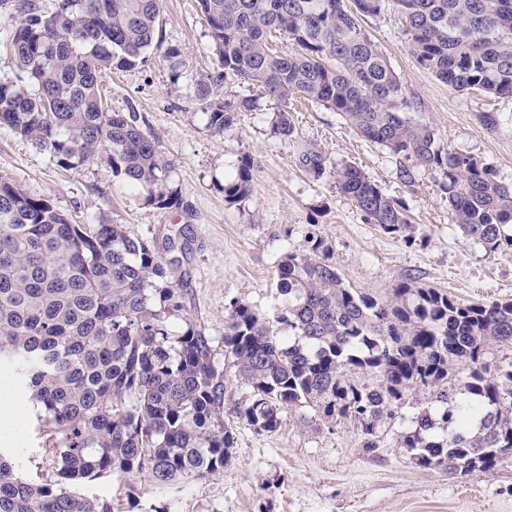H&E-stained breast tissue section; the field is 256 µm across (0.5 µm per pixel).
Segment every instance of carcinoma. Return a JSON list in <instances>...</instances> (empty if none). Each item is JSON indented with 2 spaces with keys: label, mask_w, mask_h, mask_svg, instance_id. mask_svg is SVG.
Instances as JSON below:
<instances>
[{
  "label": "carcinoma",
  "mask_w": 512,
  "mask_h": 512,
  "mask_svg": "<svg viewBox=\"0 0 512 512\" xmlns=\"http://www.w3.org/2000/svg\"><path fill=\"white\" fill-rule=\"evenodd\" d=\"M199 0L219 70L195 84L217 132L252 100L225 101L214 82L243 78L280 103L273 133L295 141L288 101L303 97L337 112L366 140L415 168L441 174L456 223L491 253L512 248V186L472 155L445 149L415 118L407 93L360 20L385 0ZM406 19L416 62L452 88L512 98V0H393ZM161 0H56L45 14L21 5L10 42L13 77L0 80V125L47 152L61 168L107 156L112 174L145 193L148 205H179L168 163L131 116L100 94L114 70L147 62L161 45ZM281 34L291 47L276 50ZM299 166L336 188L389 235L409 240L408 209L354 165L300 148ZM242 156L224 181V201L254 189ZM284 306L274 318L237 299L225 305L224 358L204 323L187 313L158 242L115 223L72 224L47 199L0 182V367L26 388L52 436L48 455L60 482L35 483L0 455V512H112L76 491L85 481L150 471L158 485L224 468L234 447L225 417L275 433L285 409L316 408L326 423L351 417L363 447H378L381 422L411 391L435 409L415 414L403 447L424 468L469 476L512 458V361L494 368L489 346H512V298L454 299L412 278L381 299L348 287L315 232L307 249L275 267ZM183 321L181 330L171 319ZM285 325L291 335L280 334ZM373 374L360 385L352 370ZM235 371L251 397L225 400Z\"/></svg>",
  "instance_id": "carcinoma-1"
}]
</instances>
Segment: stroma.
Segmentation results:
<instances>
[{"instance_id":"35a3bbf8","label":"stroma","mask_w":512,"mask_h":512,"mask_svg":"<svg viewBox=\"0 0 512 512\" xmlns=\"http://www.w3.org/2000/svg\"><path fill=\"white\" fill-rule=\"evenodd\" d=\"M161 47L150 48L144 65L115 71L103 81L109 109L134 117L155 138L169 164L167 187L179 207L146 205L141 192L114 177L106 159L64 170L47 153L0 126V181L48 199L73 224L125 225L135 237L184 238L187 250L164 252L183 276L188 313L203 322L216 349L224 347V306L243 301L261 314L276 316L283 299L275 266L288 250L306 245L316 229L331 260L356 290L386 298L403 278L440 288L454 298L491 301L512 298V250L490 254L463 236L455 224L440 175L417 170L413 186L396 178L398 162L382 146L362 138L323 105H292L297 139L327 153L331 162L364 170L383 191L405 203L412 219L411 242L366 223L333 178L313 180L293 156V142L270 133L280 104L255 84L219 82L227 100L252 99L251 111L235 125L211 130L194 95V83L215 74L208 29L199 0H162ZM385 54L408 93L421 104L420 121L433 126L442 144L491 167L512 185V98L479 90L457 91L417 64L405 34V19L394 4L362 22ZM180 51L178 68L165 57ZM499 124L488 129L485 113ZM296 139V140H297ZM253 165L254 190L228 203L224 182L241 155ZM428 394H408L395 418L378 430L379 446L366 451L357 422H322L309 407L282 413L274 433L234 423L235 446L224 469L202 479L156 484L149 471L86 482L82 490L111 504L112 512H512V460L473 476H451L415 465L400 437ZM21 451L12 455L19 473L42 483L55 479L45 460L46 429L26 407Z\"/></svg>"}]
</instances>
